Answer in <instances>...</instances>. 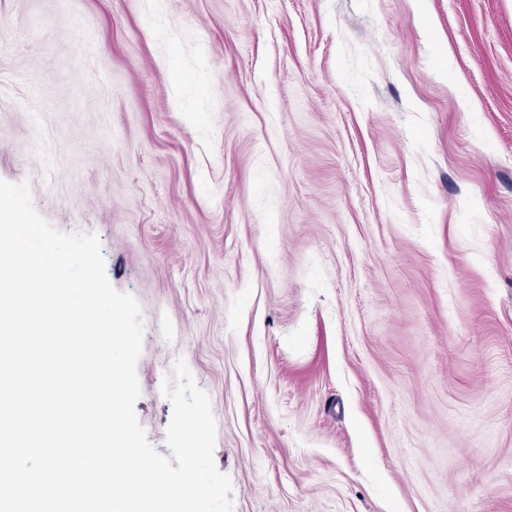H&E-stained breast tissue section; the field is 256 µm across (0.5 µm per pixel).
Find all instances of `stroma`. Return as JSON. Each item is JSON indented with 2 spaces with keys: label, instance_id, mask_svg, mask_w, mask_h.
<instances>
[{
  "label": "stroma",
  "instance_id": "1",
  "mask_svg": "<svg viewBox=\"0 0 512 512\" xmlns=\"http://www.w3.org/2000/svg\"><path fill=\"white\" fill-rule=\"evenodd\" d=\"M0 179L98 235L234 512H512V0H0Z\"/></svg>",
  "mask_w": 512,
  "mask_h": 512
}]
</instances>
